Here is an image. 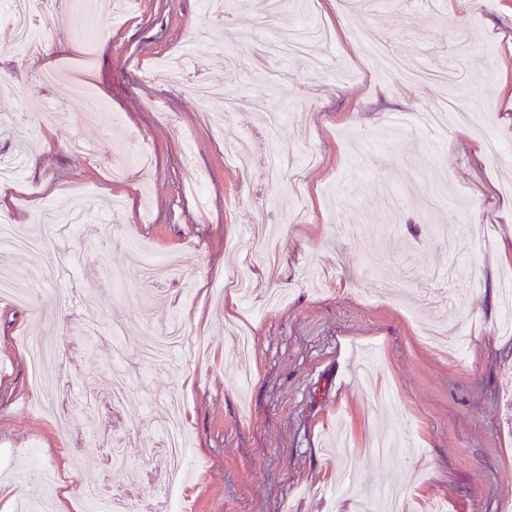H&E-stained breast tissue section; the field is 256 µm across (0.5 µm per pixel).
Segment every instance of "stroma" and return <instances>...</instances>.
Wrapping results in <instances>:
<instances>
[{"mask_svg":"<svg viewBox=\"0 0 512 512\" xmlns=\"http://www.w3.org/2000/svg\"><path fill=\"white\" fill-rule=\"evenodd\" d=\"M105 35L72 28L83 14L39 21L40 55L16 49L0 19V163L24 156L0 211L18 231L42 234L40 216L78 190L81 235L59 228L64 258L47 282L29 275L39 255L8 250L0 273L61 311L32 315L0 296V512L30 500L73 512L88 491L127 498L134 512H352L387 495L416 512H504L512 499V326L502 293L512 283V0H291L283 27L319 21L333 43H312L318 67L258 53L268 34L262 0H90ZM398 47L391 73L371 52ZM464 44L447 82L409 83L427 52ZM52 68L59 83L41 82ZM89 87L121 128L82 120ZM243 99L201 107L186 86ZM66 100L86 140L38 123L19 139L21 115ZM301 112L269 133L252 102ZM246 142L238 169L224 137ZM139 139L146 166L126 167ZM288 151L272 186L266 159ZM266 221H251L254 210ZM146 244L131 252L117 235ZM103 301L88 334L82 305ZM452 308L467 336L461 354L425 340ZM183 350L151 366L141 353L173 320ZM120 337H113V328ZM52 342L53 387L34 382L25 339ZM91 392L84 415L77 397ZM176 397L184 423V478L167 482L156 434L158 404ZM393 434L386 461L367 448ZM155 444L153 461L139 450ZM122 445L128 471L111 464Z\"/></svg>","mask_w":512,"mask_h":512,"instance_id":"35a3bbf8","label":"stroma"}]
</instances>
